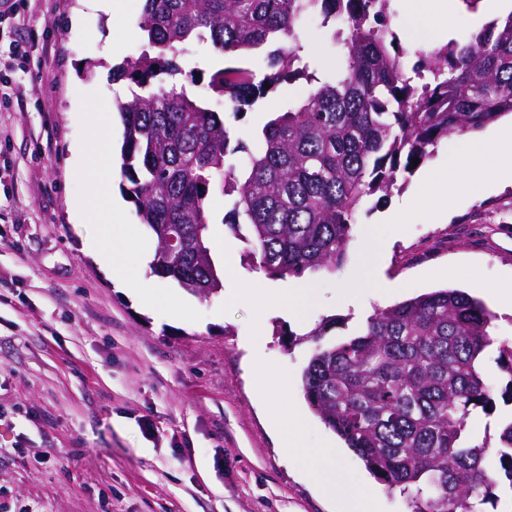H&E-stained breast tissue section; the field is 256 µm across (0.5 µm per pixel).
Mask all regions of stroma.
Segmentation results:
<instances>
[{"mask_svg": "<svg viewBox=\"0 0 512 512\" xmlns=\"http://www.w3.org/2000/svg\"><path fill=\"white\" fill-rule=\"evenodd\" d=\"M9 3L0 9V512H336L283 456L247 362L265 366L272 399L288 375L304 410L308 333L321 321L335 320L334 341L375 310L439 288L487 304L491 291L512 289V189L496 186L493 148L476 173L485 196L458 195L448 223L424 209L393 233L383 208L361 210L340 267L290 278L311 291L297 320L250 299V288L277 282L253 268L222 222L228 197L212 192L207 245L225 290L203 299L153 273L147 231L111 269L87 247L108 226L78 221L90 181L125 196L116 103L128 87L110 70L143 50V0H120L117 38L101 12L72 29L78 0ZM195 92L249 143L306 83H281L240 114L205 86ZM107 136L114 152L99 147ZM370 234L384 293L363 282ZM145 282L158 294L149 308L136 296ZM249 336L258 339L250 351ZM497 357L484 358L496 409L471 426L491 448L512 416Z\"/></svg>", "mask_w": 512, "mask_h": 512, "instance_id": "1", "label": "stroma"}]
</instances>
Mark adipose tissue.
I'll use <instances>...</instances> for the list:
<instances>
[{"label":"adipose tissue","mask_w":512,"mask_h":512,"mask_svg":"<svg viewBox=\"0 0 512 512\" xmlns=\"http://www.w3.org/2000/svg\"><path fill=\"white\" fill-rule=\"evenodd\" d=\"M457 19L454 0H436L433 12L413 14L412 23L417 34L442 43L447 41ZM481 160L482 151L477 148L466 159L452 160L448 164L427 170L422 181L436 185L437 193L424 200L409 198L398 203L387 216L388 225L397 227L408 223L411 216L423 207L429 208L433 215L445 217L449 215L458 194L465 192L475 197L480 196L481 187L472 180L471 172ZM81 213L85 223H107L111 226L110 234L94 244L95 251L104 262L114 261L119 246L136 237L133 226L123 221L121 201L112 197L108 187L91 184L89 200L82 205ZM251 299L263 312L296 316L306 306L309 291L305 288L258 287L253 289ZM249 369L256 394L264 402L266 416L285 455L304 458L305 470L317 491L332 501L345 498L346 512H376L375 491L337 465L336 459L340 452L335 446H326L321 451L303 447V433L309 429L310 422L302 412L289 404L288 378H279L280 397L271 401L267 398L268 385L263 365L254 361L250 363Z\"/></svg>","instance_id":"adipose-tissue-1"}]
</instances>
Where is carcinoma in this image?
<instances>
[{
	"label": "carcinoma",
	"mask_w": 512,
	"mask_h": 512,
	"mask_svg": "<svg viewBox=\"0 0 512 512\" xmlns=\"http://www.w3.org/2000/svg\"><path fill=\"white\" fill-rule=\"evenodd\" d=\"M390 2L144 0V50L112 78L130 83L131 98L117 101L120 170L157 241L156 275L205 299L221 292L207 246L216 187L230 197L224 224L268 278L333 271L356 215L384 201L413 158L512 113V12L464 42L415 50L410 65ZM308 20L330 29L338 48L329 75L300 54ZM200 42L223 57L207 88L236 113L283 81L303 79L309 91L255 144L235 141L187 90L201 72L180 57ZM255 51L267 57L261 74L249 66ZM493 319L480 300L445 288L378 309L336 341L321 342L334 321L309 332L317 346L302 375L307 403L408 512H488L512 501V419L500 423L496 466L467 431L473 414L493 408L483 358L494 344L512 397V345L496 343Z\"/></svg>",
	"instance_id": "1"
}]
</instances>
